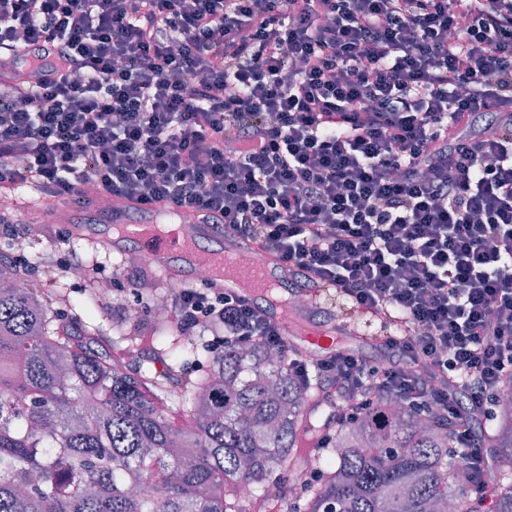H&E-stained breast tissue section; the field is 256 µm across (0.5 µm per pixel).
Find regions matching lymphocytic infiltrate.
Wrapping results in <instances>:
<instances>
[{
  "label": "lymphocytic infiltrate",
  "instance_id": "lymphocytic-infiltrate-1",
  "mask_svg": "<svg viewBox=\"0 0 512 512\" xmlns=\"http://www.w3.org/2000/svg\"><path fill=\"white\" fill-rule=\"evenodd\" d=\"M0 196L209 213L381 330L310 361L208 279L172 300L210 351L256 345L340 420L385 395L470 425L448 452L488 499L484 431L512 377V0H0Z\"/></svg>",
  "mask_w": 512,
  "mask_h": 512
}]
</instances>
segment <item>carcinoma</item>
Returning <instances> with one entry per match:
<instances>
[{
  "mask_svg": "<svg viewBox=\"0 0 512 512\" xmlns=\"http://www.w3.org/2000/svg\"><path fill=\"white\" fill-rule=\"evenodd\" d=\"M0 245V512H485L448 456L461 416L423 417L389 399L349 425L258 347L216 358L203 337L157 323L153 356L137 359L139 318L106 336L95 288L74 300L59 275L23 279ZM199 367L195 376L186 367ZM321 478L298 493L268 483L307 465ZM497 472L491 512H512V405L485 430Z\"/></svg>",
  "mask_w": 512,
  "mask_h": 512,
  "instance_id": "cac0c4a2",
  "label": "carcinoma"
}]
</instances>
